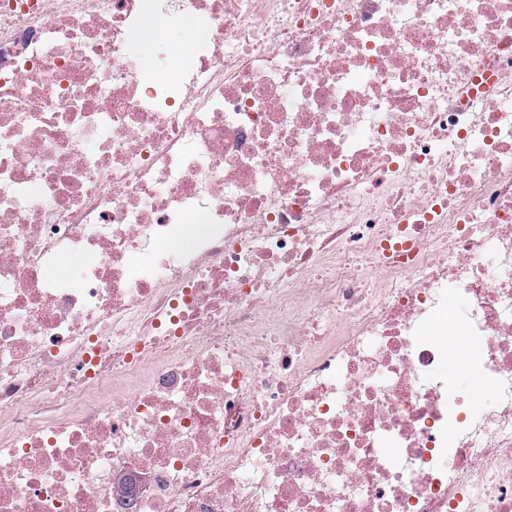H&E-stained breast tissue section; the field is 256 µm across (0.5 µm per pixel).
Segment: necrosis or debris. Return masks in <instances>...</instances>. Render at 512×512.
Listing matches in <instances>:
<instances>
[{"label": "necrosis or debris", "instance_id": "1", "mask_svg": "<svg viewBox=\"0 0 512 512\" xmlns=\"http://www.w3.org/2000/svg\"><path fill=\"white\" fill-rule=\"evenodd\" d=\"M0 512H512V0H0Z\"/></svg>", "mask_w": 512, "mask_h": 512}]
</instances>
